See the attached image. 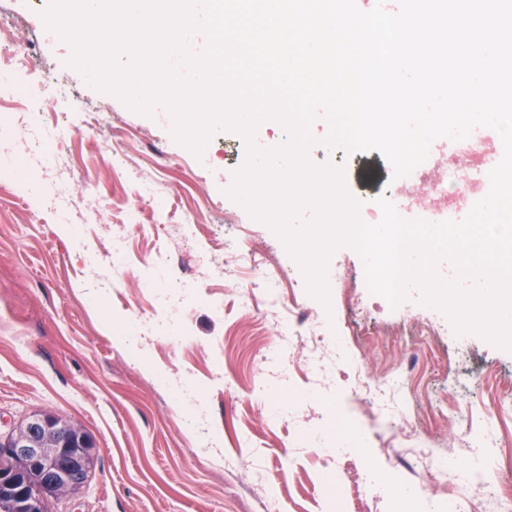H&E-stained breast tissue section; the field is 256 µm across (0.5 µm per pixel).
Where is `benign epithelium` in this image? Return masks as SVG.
Listing matches in <instances>:
<instances>
[{"label": "benign epithelium", "mask_w": 512, "mask_h": 512, "mask_svg": "<svg viewBox=\"0 0 512 512\" xmlns=\"http://www.w3.org/2000/svg\"><path fill=\"white\" fill-rule=\"evenodd\" d=\"M84 429L59 414L34 413L14 425L0 439V494L16 512H44L46 501L71 496L75 485L70 473L58 465L62 456L83 465L95 454L83 436ZM40 482L42 492L31 495L20 477Z\"/></svg>", "instance_id": "1"}]
</instances>
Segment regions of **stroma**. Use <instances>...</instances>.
Wrapping results in <instances>:
<instances>
[{
  "instance_id": "obj_1",
  "label": "stroma",
  "mask_w": 512,
  "mask_h": 512,
  "mask_svg": "<svg viewBox=\"0 0 512 512\" xmlns=\"http://www.w3.org/2000/svg\"><path fill=\"white\" fill-rule=\"evenodd\" d=\"M50 5L0 0V17L38 37L42 67L66 85L43 122L61 113L69 123L66 139L49 146L47 164L18 151L0 154L7 169L0 179V435L15 421L50 411L81 424L99 455L82 490L49 500L46 512H391L387 483L419 495L412 512L449 498L479 499L482 512H499L498 500L464 476L485 438L512 440V351L456 333L442 310L424 303L420 288L408 289L395 307L371 294L363 261L349 246L329 259L328 302L312 300L289 251L228 194L247 159V140L215 132L210 161L200 164L175 140L164 105L136 112L70 65L69 45L51 37L43 19ZM76 99L102 112V122L88 125L72 108ZM104 138L127 151L133 170L159 177L158 196L178 214L197 216L203 239L223 240L229 223L254 252L277 256L279 295L312 312L326 346L366 330L369 341L342 359L374 380L411 365V392L397 398L392 413L415 438L447 452L462 481L448 491L431 482L376 401L355 397L346 375L318 374L302 363L285 373L262 361L281 324L272 315L244 314L236 303L248 282L265 300L258 274L207 281L198 254L176 231L158 238L148 211L123 253H113L102 228L125 223L124 200L135 186L113 172L99 148ZM334 151L354 200L383 197L392 167L379 151ZM56 179L89 213L71 221L68 236L36 205L42 186ZM219 212L225 224L216 223ZM161 246L169 263L150 267ZM90 253L96 263H87ZM148 316L160 333L143 344L136 326ZM417 323L434 327L433 345L407 344L401 331ZM478 374L481 386H458L459 378ZM323 411L329 435L340 440L363 427L372 432L369 442L337 454L303 446L299 434L311 431ZM213 432L221 447L205 445Z\"/></svg>"
}]
</instances>
